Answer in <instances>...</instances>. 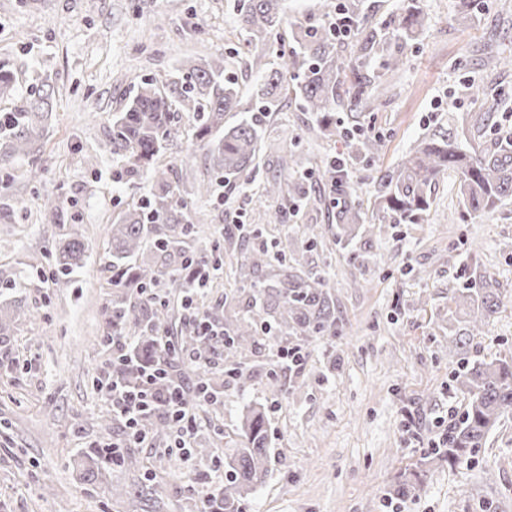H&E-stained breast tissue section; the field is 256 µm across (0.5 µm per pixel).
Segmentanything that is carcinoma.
<instances>
[{
  "instance_id": "obj_1",
  "label": "carcinoma",
  "mask_w": 512,
  "mask_h": 512,
  "mask_svg": "<svg viewBox=\"0 0 512 512\" xmlns=\"http://www.w3.org/2000/svg\"><path fill=\"white\" fill-rule=\"evenodd\" d=\"M383 4L375 0H345L337 11L348 18L351 34L339 36L330 23L319 27H299L293 32L289 51L276 53V60L263 67L264 52L273 46L285 12V0H238L237 19L246 34L247 67L264 69L252 87L255 107L239 122L224 124V113L239 103L237 81L226 73L224 58L187 57L181 63V86L168 93L156 76L134 83V93L124 110L113 116L107 129L112 157L118 159L113 179L130 184L149 180L147 195L132 202L110 225L109 251L102 258L103 271L110 274L116 291L103 307L108 335L130 340L128 357L112 365L125 383L138 382L141 367L165 360L167 351L161 337L170 334L179 299L190 270L199 263L224 266V255L239 251L236 273L241 282L260 287L259 301L241 313L234 298H224V311L204 313L207 320L224 328L226 357H244L255 352L264 331L288 336L329 335L336 331V303L327 285L286 242L269 243L259 234L252 243L229 236L224 245L211 249L199 246L201 228L194 223L188 197L211 195L214 185L234 186L259 165L262 132L269 113L280 110L286 100L300 103L312 115L311 130L322 140L336 141L352 148L355 157L367 159L384 148L381 137L363 138L344 126L336 116L348 110L353 118L375 110V103L387 94L381 76L363 70L366 63L381 58L382 68L398 72L408 64L403 53L428 24L419 0H409L400 14L382 24L369 22V13ZM489 73L512 70V56L486 57ZM15 87L11 70L0 63V97L12 95ZM53 85L42 84L38 95L12 112L0 115V144L10 158H25L36 152L43 123L52 111ZM186 115L187 124L181 123ZM450 125L424 135L393 168L375 179L372 210L358 201L352 186V171L337 160L315 163L314 180L327 184L335 201L328 214L336 224V237L348 242L360 224H423L429 215L432 188L438 179L453 171L458 174V219L489 213L512 199V137L498 129L492 112L451 113ZM190 134L203 143L205 173L193 193L180 181L171 179V168L162 158ZM264 194L284 202L275 214L276 222L298 202L316 204L321 196L301 180L278 178L263 183ZM164 257L161 265L138 262L146 246ZM88 246L84 233L72 227L55 251L58 271L67 275L83 265ZM455 301L477 311L463 335L481 332L485 320L501 305L499 284L483 277L482 287L461 288ZM181 348L196 356L211 353L214 343L190 326L177 338ZM470 396L468 408L448 428L443 447L433 449L436 458L449 465L469 461L488 435L508 415H512V358H495L465 363L455 378ZM140 428L163 439L168 422L155 415L140 421ZM240 447L224 455V491L211 497L194 498L191 512H242L247 495L264 482L268 473V410L250 407L234 432ZM88 472L104 471L115 465L126 471L142 472L141 460L131 451L112 455L110 448H88L83 452Z\"/></svg>"
}]
</instances>
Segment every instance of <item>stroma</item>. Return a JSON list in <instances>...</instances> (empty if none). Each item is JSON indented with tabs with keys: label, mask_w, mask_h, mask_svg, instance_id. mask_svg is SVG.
<instances>
[{
	"label": "stroma",
	"mask_w": 512,
	"mask_h": 512,
	"mask_svg": "<svg viewBox=\"0 0 512 512\" xmlns=\"http://www.w3.org/2000/svg\"><path fill=\"white\" fill-rule=\"evenodd\" d=\"M338 0H288L278 47L291 43L301 25L322 23ZM235 0H0V61L8 63L17 94L55 87L53 111L38 142L36 160L0 167L9 188L0 194V267L18 283L12 298L16 320L0 345V512H185L189 490L215 494L222 478L206 462L195 470L172 468L155 449L140 448L162 493L160 504L115 502L114 482L133 483L135 472L86 477L78 460L100 440L97 419L109 406L97 381L112 348L102 307L112 285L100 268L108 228L130 201L146 194L115 183L116 163L107 146L113 113L129 95L125 73L178 79L181 57H224L243 96L227 122L251 105L258 77L240 55L246 42ZM429 24L407 45L408 67L394 94L358 122L385 142L372 159L352 161L360 200H368L379 170L395 166L427 130L452 112H498L512 125V72L496 76L493 90L473 97L471 84L485 81L484 48L512 53V7L504 0H477L461 19L459 0H422ZM312 117L293 102L267 123L262 177H287L278 164L293 150L301 168L311 158L341 152V145L314 139ZM458 177L448 173L434 192L423 224H379L370 243L334 240L326 209H300L277 224L259 216L275 208L258 183L190 203L207 242L223 241L235 221L259 224L264 239H300L317 227L309 252L314 272L327 279L336 299V333L292 336L308 356L300 367L278 370L285 392L270 412L271 465L265 482L249 494L243 512H512V416L491 432L468 463L434 461L449 426L469 396L454 381L462 360L512 355V200L493 212L448 223ZM56 199L57 215L43 198ZM82 225L89 244L85 264L60 275L52 262L58 241ZM371 260H361L363 248ZM496 279L502 306L471 337L467 354L453 340L472 317L453 296L473 270ZM359 287H352V280ZM246 385L222 378L224 403L198 410L200 436L233 433L240 409L269 404L267 350L245 359ZM420 479L415 494L400 497V482Z\"/></svg>",
	"instance_id": "35a3bbf8"
}]
</instances>
